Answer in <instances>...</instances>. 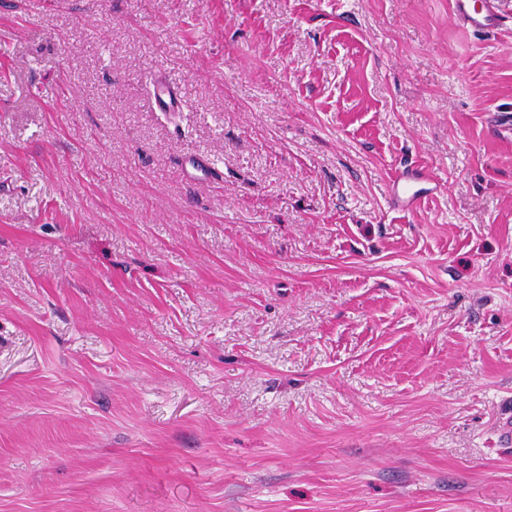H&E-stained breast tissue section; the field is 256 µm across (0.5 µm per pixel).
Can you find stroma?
<instances>
[{
    "label": "stroma",
    "instance_id": "stroma-1",
    "mask_svg": "<svg viewBox=\"0 0 512 512\" xmlns=\"http://www.w3.org/2000/svg\"><path fill=\"white\" fill-rule=\"evenodd\" d=\"M501 9L0 0V512H512ZM501 0H453L452 15L461 27L474 32H491L502 23ZM150 89V100L156 112H181L185 105L178 92L169 86L161 72L151 74L146 80ZM390 200L394 209L410 211L434 195L439 185L423 168L405 165L391 178Z\"/></svg>",
    "mask_w": 512,
    "mask_h": 512
}]
</instances>
